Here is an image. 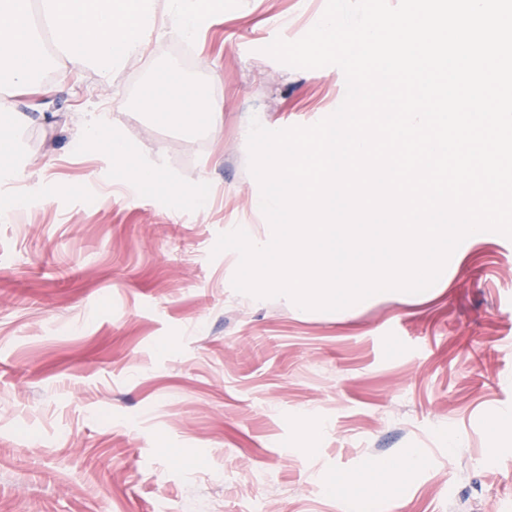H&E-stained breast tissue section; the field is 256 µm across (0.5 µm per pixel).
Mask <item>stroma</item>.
<instances>
[{"instance_id": "stroma-1", "label": "stroma", "mask_w": 512, "mask_h": 512, "mask_svg": "<svg viewBox=\"0 0 512 512\" xmlns=\"http://www.w3.org/2000/svg\"><path fill=\"white\" fill-rule=\"evenodd\" d=\"M327 0H224L182 60L152 38L112 84L55 68L48 111L15 130L27 164L0 184V512H342L328 479L423 448L427 463L378 512H512V240L464 242L428 290L354 307L252 304L219 234L264 217L251 199L241 121L310 126L345 95L335 66L291 68L264 51L295 41ZM218 92L185 133L143 98L167 72ZM104 115L160 162L146 185L83 144L75 109ZM188 187L173 197L169 181ZM324 431L311 438L302 417Z\"/></svg>"}]
</instances>
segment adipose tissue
Returning <instances> with one entry per match:
<instances>
[{
	"label": "adipose tissue",
	"mask_w": 512,
	"mask_h": 512,
	"mask_svg": "<svg viewBox=\"0 0 512 512\" xmlns=\"http://www.w3.org/2000/svg\"><path fill=\"white\" fill-rule=\"evenodd\" d=\"M224 10V0H0V113L24 125L33 120L55 86L37 79L39 62H63L68 71L93 70L101 82L111 83L116 72L140 56L152 35L175 30L194 39ZM26 98L18 111L17 98ZM159 118L172 109L195 114L211 111V99L190 96L173 81L148 96ZM426 461L423 449H409L360 476L337 473L333 485L356 492L359 487L382 491L383 478L405 476Z\"/></svg>",
	"instance_id": "obj_1"
}]
</instances>
